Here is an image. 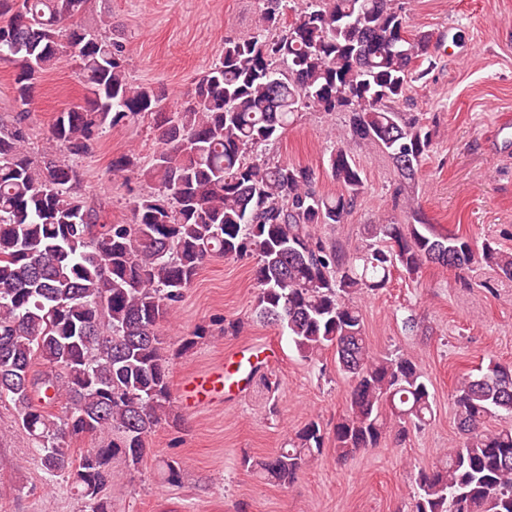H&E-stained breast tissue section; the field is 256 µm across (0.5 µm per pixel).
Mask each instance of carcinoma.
Masks as SVG:
<instances>
[{"label":"carcinoma","instance_id":"obj_1","mask_svg":"<svg viewBox=\"0 0 512 512\" xmlns=\"http://www.w3.org/2000/svg\"><path fill=\"white\" fill-rule=\"evenodd\" d=\"M90 2L0 0V60L14 65V115L0 119V400L14 404L45 479L67 478L87 512H109L112 460L139 463L172 407L159 325L216 256H256V317L287 331L299 356L334 351L351 381L333 428L339 459L425 426V372L413 356L374 351L355 295L430 263L462 275L480 261L512 278V253L421 223L367 224L365 246L351 253L318 226L344 223L363 194L350 140L381 148L402 179H416L431 133L393 104L428 73L431 35L408 29L397 0H265L251 35L224 40L167 114L165 94L127 76L109 20L101 31L65 25ZM62 62L87 107L57 113L49 140L59 152L35 153L26 120L36 85ZM303 109L349 115L329 150L334 196L314 189L310 170L259 154ZM148 114L161 117L162 147L146 170L153 191L133 201L131 223L106 224L72 187L69 159ZM454 405L463 441L418 471L411 512H512V365L461 376ZM86 438L97 444L69 448ZM325 439L311 420L286 447L241 464L286 485Z\"/></svg>","mask_w":512,"mask_h":512}]
</instances>
